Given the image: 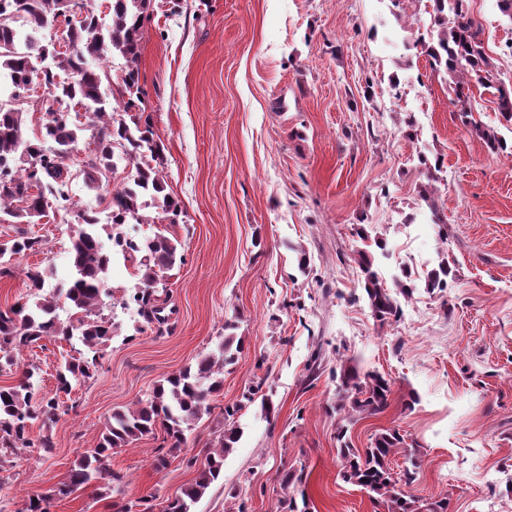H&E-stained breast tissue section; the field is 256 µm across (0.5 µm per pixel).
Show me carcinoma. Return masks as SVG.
Here are the masks:
<instances>
[{"instance_id":"carcinoma-1","label":"carcinoma","mask_w":512,"mask_h":512,"mask_svg":"<svg viewBox=\"0 0 512 512\" xmlns=\"http://www.w3.org/2000/svg\"><path fill=\"white\" fill-rule=\"evenodd\" d=\"M431 21L426 33L418 34L413 46L421 47L433 72L443 76L448 93L457 100L464 98L465 87L472 78L490 93L506 125H512V82L498 77L492 58L481 39V26L469 14V0H429ZM80 14L68 13L65 0H0V80L7 84L10 103L0 104V224H39L52 206L73 205L70 194L71 164L77 158L78 144L84 127L71 115L77 107L88 117L93 128L94 154L80 166L87 189L100 191L109 186L115 173L114 149L124 151V159L133 173L112 187L106 207L112 213L111 238H121L124 224H157L160 229L151 237L129 244L124 259L132 262L138 288L120 305L135 306L148 326L163 325L159 301L167 293L165 274L183 261L181 243L165 234L161 225L176 224L182 214L180 203L168 191L163 175L166 157L149 118L144 116L148 93L140 84L141 43L145 24L151 20L152 0H108L111 23L99 24L95 8L82 0ZM29 23L23 35L15 23ZM58 23L67 28V48H56L53 40L39 39L37 33ZM121 57L125 75L115 89L116 97L108 100L102 90L106 71L92 62L108 55ZM49 61L42 70V82L59 108L46 113L40 135L25 137L28 104L24 93L32 91L29 77L36 60ZM472 135L496 155H512V144L493 128L469 118L460 111ZM427 183L419 195L430 209L436 208L435 194L440 182L438 172L443 162L437 157L420 159ZM78 224L70 237L73 272L66 287L58 293H44L51 272L28 270V293L24 301L0 309V372L18 365L17 355L43 340H70L78 337L86 348L80 356L64 361L57 375V395L34 398L37 367L22 372L16 383L0 385V447L25 450L39 459L53 452L47 436L33 440L29 433L37 421L53 424L70 416L75 405H68L60 394H70L72 382L95 376L101 367L99 347L112 340L114 323L102 315L110 258L96 231L99 224L93 211L77 213ZM42 247V240L24 231L0 243V278L15 273L13 260ZM356 261L364 275L363 297L372 317L384 325L401 314L399 297H410L417 283L410 273L386 286L373 269L374 259L364 250L357 251ZM451 267L448 254L440 256L436 268L427 272L424 286L439 293L448 287ZM68 308L64 322L56 314L58 304ZM245 352L244 339L224 336L216 351L198 360L195 367L172 372L153 388L146 400L115 409L94 448L81 455L66 479L47 493L29 498L19 512H51L56 499L68 496L89 485L113 489L123 476L106 465L117 450L162 431V441L155 448L156 467L168 463L170 452L181 448L185 432L202 415L212 410V397L224 386V368L236 364ZM339 367L332 371L336 380V410L352 422L384 413L391 404L390 379L378 372H361L337 356ZM242 403L226 405L224 432L208 448L202 462L190 457L186 464L197 469L194 482L181 496L168 502L166 512H191L207 488L217 481L224 469V458L240 438L233 423ZM347 428H337V453L341 465L340 479L365 489L378 512H448V497L423 503L408 494L406 487L415 481L417 463L408 453L405 436L397 428H382L374 434L364 451L353 448L346 439ZM405 454V466L392 467L393 459ZM305 481L304 471L282 473L276 512H297L290 490Z\"/></svg>"}]
</instances>
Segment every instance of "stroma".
Wrapping results in <instances>:
<instances>
[{"label":"stroma","mask_w":512,"mask_h":512,"mask_svg":"<svg viewBox=\"0 0 512 512\" xmlns=\"http://www.w3.org/2000/svg\"><path fill=\"white\" fill-rule=\"evenodd\" d=\"M388 4L155 0L140 82L165 146L168 189L184 212L168 228L183 254L168 273L175 312L163 328L145 329L134 311L104 306L118 330L98 373L74 386L68 420L33 425L32 437L53 441L50 458L0 460V512L56 487L79 452L96 447L114 409L195 364L228 322L247 351L167 468L155 465L156 440L143 439L108 460L124 477L121 490L100 497L89 486L52 512H112L142 498L163 506L192 483L185 460L217 441L224 406L256 386L273 413L257 400L237 413L242 436L192 512H226L232 490L247 512H274L289 468L305 472L307 512H374L367 492L338 477L331 371L340 355L393 383L387 411L350 426L353 447L399 428L420 464L411 494L448 495L449 512H512V162L471 136L459 111L507 138L512 128L482 87L472 85L458 106L426 57L404 50L406 27L429 21L424 0L408 5L404 20ZM469 8L500 78L512 81L503 52L512 21L496 0ZM422 151L444 162L433 211L418 196ZM89 201L76 190L74 207L49 209L32 226L43 247L0 278V308L26 295L33 267L52 268L49 288H62L75 213ZM359 224L365 237L355 234ZM360 249L375 253L387 282L403 268L423 274L443 250L454 274L444 294L418 289L402 317L381 326L359 298ZM81 348L74 339L23 350L20 367L40 369L38 396L55 393L63 356ZM411 391L419 400L409 411L402 401Z\"/></svg>","instance_id":"1"}]
</instances>
